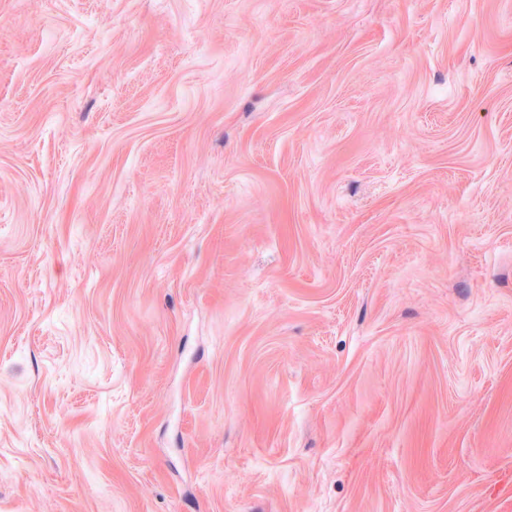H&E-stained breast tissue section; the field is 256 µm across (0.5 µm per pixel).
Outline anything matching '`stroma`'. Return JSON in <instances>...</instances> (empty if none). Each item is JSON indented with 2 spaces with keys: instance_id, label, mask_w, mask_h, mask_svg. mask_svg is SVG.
<instances>
[{
  "instance_id": "1",
  "label": "stroma",
  "mask_w": 512,
  "mask_h": 512,
  "mask_svg": "<svg viewBox=\"0 0 512 512\" xmlns=\"http://www.w3.org/2000/svg\"><path fill=\"white\" fill-rule=\"evenodd\" d=\"M0 512H512V0H0Z\"/></svg>"
}]
</instances>
